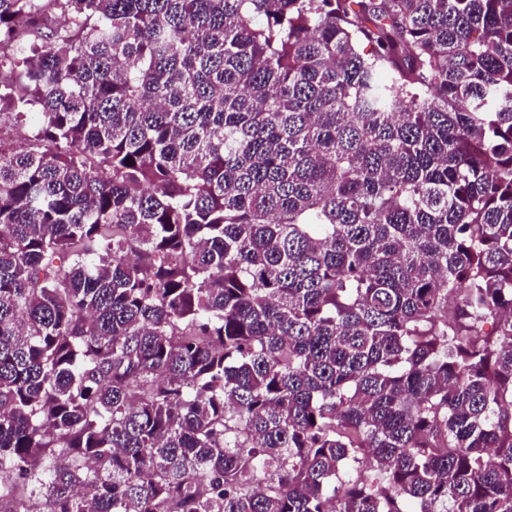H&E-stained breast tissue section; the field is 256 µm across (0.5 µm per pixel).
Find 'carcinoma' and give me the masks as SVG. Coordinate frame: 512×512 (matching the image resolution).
<instances>
[{
    "instance_id": "1",
    "label": "carcinoma",
    "mask_w": 512,
    "mask_h": 512,
    "mask_svg": "<svg viewBox=\"0 0 512 512\" xmlns=\"http://www.w3.org/2000/svg\"><path fill=\"white\" fill-rule=\"evenodd\" d=\"M33 2L0 512H512V0Z\"/></svg>"
}]
</instances>
